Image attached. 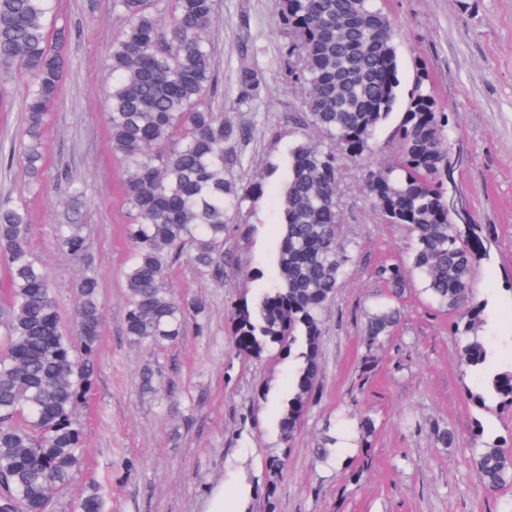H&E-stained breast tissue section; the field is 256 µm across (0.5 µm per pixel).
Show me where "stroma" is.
Segmentation results:
<instances>
[{
  "instance_id": "35a3bbf8",
  "label": "stroma",
  "mask_w": 512,
  "mask_h": 512,
  "mask_svg": "<svg viewBox=\"0 0 512 512\" xmlns=\"http://www.w3.org/2000/svg\"><path fill=\"white\" fill-rule=\"evenodd\" d=\"M378 3L394 29L400 99L424 64L449 115L448 144L464 152L457 189L474 222L495 234L489 256L476 265V296L487 304L478 334L494 366H512V0ZM123 24L112 0H59L58 25L70 36L61 91L42 130L41 187H29L22 170L3 159L25 122L26 79L0 76V201L27 197L30 245L52 277L66 322L77 301V275L57 245V227L85 225L105 314L96 384L80 412L83 466L56 493L53 512H75L94 482L106 485L112 512H205L219 488L224 512H263L266 462L282 454L288 466L275 480L276 512H505L512 486L494 494L480 487L469 428L477 420L485 439L510 435L512 413L470 401L477 378L460 358L447 312L409 287L403 322L374 351L368 381L359 378L364 313L381 289L374 271L406 259L412 247L408 228L385 223L366 195L361 162L344 163L339 173V237L351 260L321 315L319 397L290 444L281 442L276 420L293 359L244 356L232 347L227 306L252 298L275 275L280 170L288 150L304 139L328 143L296 122L303 91L288 77V38L273 0H216L209 35L224 118L250 128L236 145L240 162L226 177L239 184L262 180V193L229 214L223 283L185 255L169 268L177 296L205 302L202 321L188 322L184 336L161 349L128 341L123 270L131 212L105 120L111 79L104 68ZM244 47L260 82L250 100L239 83ZM147 369L155 378L151 392L141 383ZM363 415L375 423L366 441L357 432ZM439 427L457 432L456 446H436ZM328 433L346 441L332 466L314 458Z\"/></svg>"
}]
</instances>
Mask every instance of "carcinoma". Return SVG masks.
<instances>
[{"label":"carcinoma","mask_w":512,"mask_h":512,"mask_svg":"<svg viewBox=\"0 0 512 512\" xmlns=\"http://www.w3.org/2000/svg\"><path fill=\"white\" fill-rule=\"evenodd\" d=\"M112 0L125 26L112 45V90L106 120L112 151L124 167L130 206L127 236L133 257L124 271L125 336L137 345L168 346L187 320L204 312L196 298L176 297L168 282L174 256L191 260L224 282L227 215L254 200L262 183L224 177L238 164L235 144L247 130L214 107L219 79L209 40L216 0ZM288 35L290 73L304 88V113L331 146L303 140L289 149L281 205L283 232L277 277L251 301L226 310L231 342L247 356L279 350L298 366L277 428L288 444L317 393L321 313L338 288L350 255L340 241V166L370 156L398 97L399 61L387 15L371 0H274ZM57 0H0V68L29 79L25 126L17 157L32 181L41 174L44 114L56 100L65 68L66 31L55 25ZM241 52L239 82L254 96L259 81ZM448 113L440 110L425 72L416 73L393 131L397 151L385 166L368 167L366 187L389 224L413 236L406 263L375 270L386 295L367 313L365 342L373 350L401 322L398 300L410 279L452 316L449 330L466 366L484 375L480 404L512 411V367L488 370L489 351L476 331L486 303L473 288L475 265L490 253L491 234L458 224L448 211ZM63 252L81 268L73 327L53 297L50 273L33 256L27 210L18 199L0 205V261L7 288L0 304V512H48L55 492L83 464L79 409L97 377L103 327L96 273L84 267L82 224H61ZM477 480L487 492L512 485V437L474 449ZM106 492L85 487L76 512H105Z\"/></svg>","instance_id":"obj_1"}]
</instances>
